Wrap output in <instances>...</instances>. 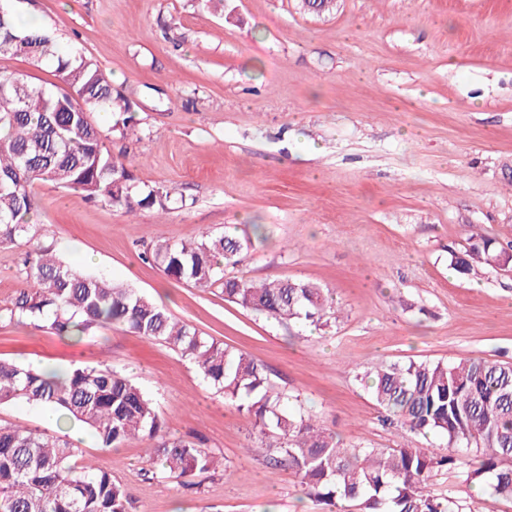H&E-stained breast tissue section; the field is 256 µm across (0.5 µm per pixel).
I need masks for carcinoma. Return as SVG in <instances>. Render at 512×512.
<instances>
[{
    "instance_id": "1",
    "label": "carcinoma",
    "mask_w": 512,
    "mask_h": 512,
    "mask_svg": "<svg viewBox=\"0 0 512 512\" xmlns=\"http://www.w3.org/2000/svg\"><path fill=\"white\" fill-rule=\"evenodd\" d=\"M24 55L37 66L55 63L63 87L48 89L0 70V245L29 235L37 182L85 193L135 215L165 209L173 191L135 184L123 162L106 148L104 131L90 115H109L111 130L126 137L139 125L133 103L112 87L92 60L63 51L43 27H23L8 0H0V57ZM454 269L512 263V243L483 234ZM252 241L226 232L198 240L159 242L146 259L171 279L200 288L217 283L224 300L277 321L317 325L332 308L329 292L291 279L257 283L224 277V266ZM26 288L0 321L34 322L43 330L80 338L95 326L127 327L149 341L169 346L190 361L224 400L254 417L277 463L297 474L307 495L328 512H464L456 498L430 489L435 473H456L465 485L512 499V362L466 357L454 364L410 360L376 364L358 374L383 410L382 423L421 435L434 434L445 448L345 447L336 436L290 409L272 391L264 368L168 311L136 290L104 276L84 273L53 249L23 254ZM25 403L48 409L56 420L88 426L102 448L135 438L161 439L155 449L162 472L184 479L226 471L224 462L197 442L169 437L153 399L111 368L75 367L63 373L35 370L0 360V405ZM462 448L476 455L460 463ZM78 449L66 438L23 426H0V512H130L127 488L91 463L79 464Z\"/></svg>"
}]
</instances>
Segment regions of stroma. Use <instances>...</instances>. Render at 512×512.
I'll return each instance as SVG.
<instances>
[{
	"mask_svg": "<svg viewBox=\"0 0 512 512\" xmlns=\"http://www.w3.org/2000/svg\"><path fill=\"white\" fill-rule=\"evenodd\" d=\"M21 23L52 30L112 77L139 136L109 135L140 186L184 205L129 216L83 193L38 183L34 241L67 264L134 288L199 334L262 364L275 392L345 445L441 448L386 426L353 367L380 362H512V273L459 274L474 229L512 241V0H12ZM251 236L225 276L296 279L330 290L318 327L281 323L144 262L157 242ZM21 246H0V309L26 285ZM0 358L46 371L110 367L151 395L170 436H194L229 475L188 489L150 477L154 441L99 447L48 410L0 406L1 425L67 437L79 461L111 472L133 512H321L276 466L254 420L225 402L169 347L116 326L77 342L0 322ZM435 492L465 512L512 500L451 472Z\"/></svg>",
	"mask_w": 512,
	"mask_h": 512,
	"instance_id": "35a3bbf8",
	"label": "stroma"
}]
</instances>
